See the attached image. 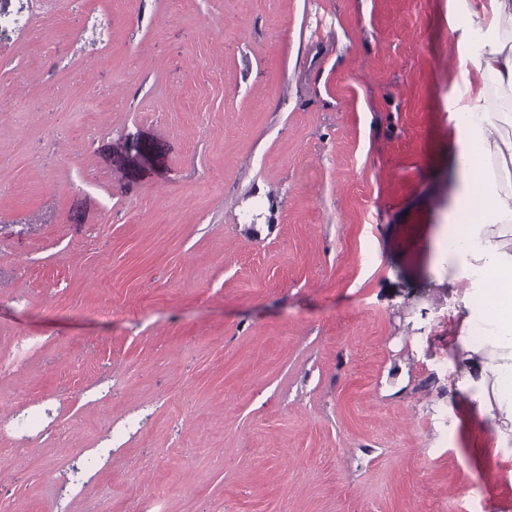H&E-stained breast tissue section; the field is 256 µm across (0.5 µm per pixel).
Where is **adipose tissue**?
Returning <instances> with one entry per match:
<instances>
[{"label": "adipose tissue", "instance_id": "ef3b65f1", "mask_svg": "<svg viewBox=\"0 0 512 512\" xmlns=\"http://www.w3.org/2000/svg\"><path fill=\"white\" fill-rule=\"evenodd\" d=\"M450 29L487 24L491 34L480 50L459 41L461 62H472L481 79L476 96L452 106L456 131L453 155L458 187L453 202L455 223L465 224L463 244L447 249L453 279L463 290L465 310L482 306L485 336L471 344L458 338L462 378L454 393L474 402L479 412L496 419L501 447L512 444V0H448Z\"/></svg>", "mask_w": 512, "mask_h": 512}]
</instances>
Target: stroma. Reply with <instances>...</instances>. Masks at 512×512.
<instances>
[{"mask_svg": "<svg viewBox=\"0 0 512 512\" xmlns=\"http://www.w3.org/2000/svg\"><path fill=\"white\" fill-rule=\"evenodd\" d=\"M0 15V512H512L448 395V0Z\"/></svg>", "mask_w": 512, "mask_h": 512, "instance_id": "obj_1", "label": "stroma"}]
</instances>
